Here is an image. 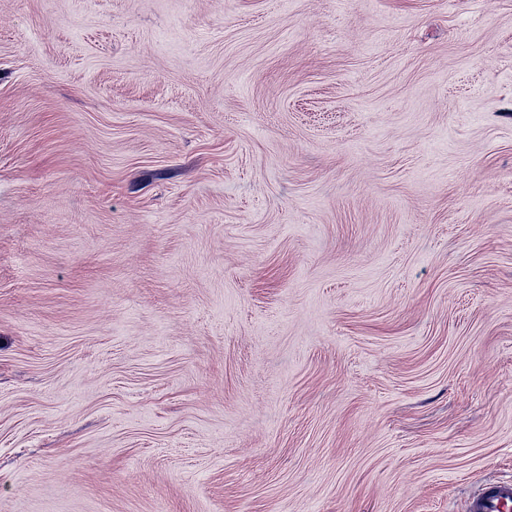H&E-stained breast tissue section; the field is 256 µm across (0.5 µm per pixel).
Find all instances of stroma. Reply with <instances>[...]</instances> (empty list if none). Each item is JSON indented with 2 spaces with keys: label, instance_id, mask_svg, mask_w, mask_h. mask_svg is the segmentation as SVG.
I'll use <instances>...</instances> for the list:
<instances>
[{
  "label": "stroma",
  "instance_id": "obj_1",
  "mask_svg": "<svg viewBox=\"0 0 512 512\" xmlns=\"http://www.w3.org/2000/svg\"><path fill=\"white\" fill-rule=\"evenodd\" d=\"M508 479L512 0H0V512Z\"/></svg>",
  "mask_w": 512,
  "mask_h": 512
}]
</instances>
